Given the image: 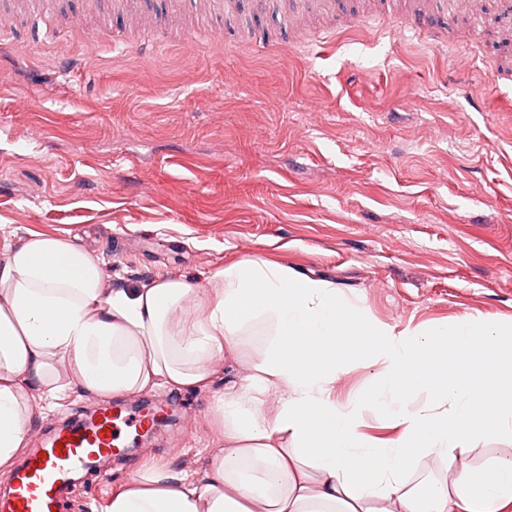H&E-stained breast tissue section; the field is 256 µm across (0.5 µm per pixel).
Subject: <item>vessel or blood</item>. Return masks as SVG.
<instances>
[{
  "instance_id": "1",
  "label": "vessel or blood",
  "mask_w": 512,
  "mask_h": 512,
  "mask_svg": "<svg viewBox=\"0 0 512 512\" xmlns=\"http://www.w3.org/2000/svg\"><path fill=\"white\" fill-rule=\"evenodd\" d=\"M432 3L415 0L399 16L402 31L444 42L446 29L433 23ZM163 413V406L156 403L135 411L105 406L92 418L56 427L42 452L28 455L9 489L0 493V512H68L66 490L74 477L90 472L96 484L106 483L117 451L152 430Z\"/></svg>"
}]
</instances>
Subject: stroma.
I'll list each match as a JSON object with an SVG mask.
<instances>
[{
    "mask_svg": "<svg viewBox=\"0 0 512 512\" xmlns=\"http://www.w3.org/2000/svg\"><path fill=\"white\" fill-rule=\"evenodd\" d=\"M188 0L180 17L157 0H54L51 39L33 40L25 0H0V25L28 41L0 59V261L31 234L73 239L97 260L110 288L183 277L206 284L244 259L288 266L332 282L378 323L424 332L463 317L512 327V41L497 7L484 19L443 14L479 51L457 71L453 47L396 34L370 19L376 0H341L368 20L328 43H292L293 0H234V17L203 16ZM164 28V47L143 54L106 40ZM220 28L228 44L182 53L186 25ZM101 35L86 55L82 31ZM283 50L271 52L268 40ZM348 367L340 402L368 395L377 366L352 336L336 340ZM208 389L157 387L121 397L137 408L164 400L175 420L116 461L108 484L78 486L86 512H106L144 465L203 480L224 445L216 399L241 365L214 360ZM62 394L26 393L27 440L42 424L83 418L98 395L60 370Z\"/></svg>",
    "mask_w": 512,
    "mask_h": 512,
    "instance_id": "stroma-1",
    "label": "stroma"
}]
</instances>
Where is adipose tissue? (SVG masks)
<instances>
[{
	"instance_id": "1",
	"label": "adipose tissue",
	"mask_w": 512,
	"mask_h": 512,
	"mask_svg": "<svg viewBox=\"0 0 512 512\" xmlns=\"http://www.w3.org/2000/svg\"><path fill=\"white\" fill-rule=\"evenodd\" d=\"M259 321L268 332L254 349L241 332ZM348 329L380 339L370 358L381 370L368 397L344 404L331 393L344 366L328 347ZM503 337L471 317L397 333L333 284L257 260L217 271L206 288L169 278L107 288L85 249L35 235L0 262V468L26 441V385L55 393L64 368L105 399L204 389L221 356L246 374L217 401L224 446L206 478L148 468L107 512H512V462L475 466L471 445L481 422L512 433V394L489 383ZM424 392L434 402L408 408ZM370 411L398 437L366 436ZM432 463L445 479L419 493L412 475Z\"/></svg>"
}]
</instances>
